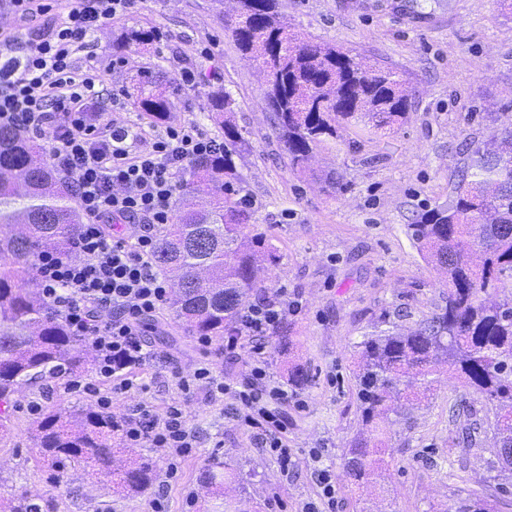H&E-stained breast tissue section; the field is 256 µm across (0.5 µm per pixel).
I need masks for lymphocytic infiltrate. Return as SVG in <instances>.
Listing matches in <instances>:
<instances>
[{
  "instance_id": "f902f5d3",
  "label": "lymphocytic infiltrate",
  "mask_w": 512,
  "mask_h": 512,
  "mask_svg": "<svg viewBox=\"0 0 512 512\" xmlns=\"http://www.w3.org/2000/svg\"><path fill=\"white\" fill-rule=\"evenodd\" d=\"M135 5L136 0H67L66 15L53 19L51 0H0V15L11 19L0 26V125L46 139L50 160L75 188L85 217L69 253L38 254L35 279L52 315L96 354L97 382L75 380L72 388L99 394L103 406L108 399L99 393L101 383H111L116 392L133 388V370L150 357L146 321L168 300V280L154 265L156 229L170 223L188 167L224 152L223 141L192 123L149 137L133 122L96 117L100 76H76L71 57L87 37ZM116 224L127 225V236H112L109 228ZM294 307L282 287L275 297L259 299L241 315L227 349L266 335ZM178 385L211 400H236L245 423L263 431L265 448L290 462L280 412L288 395L271 380L262 348H255L250 374L238 383L224 382L204 362L179 376ZM121 431L127 443L157 449L172 473L177 459L197 445L176 404L161 416L138 404Z\"/></svg>"
}]
</instances>
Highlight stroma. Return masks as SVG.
Here are the masks:
<instances>
[{
    "label": "stroma",
    "instance_id": "35a3bbf8",
    "mask_svg": "<svg viewBox=\"0 0 512 512\" xmlns=\"http://www.w3.org/2000/svg\"><path fill=\"white\" fill-rule=\"evenodd\" d=\"M233 0H138L74 56L76 70L103 68V119L131 120L155 133L135 96L144 74L155 76L170 97L169 120L192 122L223 138L206 90L230 91L233 121L244 139L237 162L239 187L253 201L246 234L264 233L279 259L263 272L269 289L284 285L295 308L279 327L235 351L222 339L202 347L186 335L168 309L155 313L168 341L150 339L153 354L138 371L149 384L155 412L182 402L198 446L165 480V462L155 449L128 447L114 436L117 457L153 469L155 479L136 495L119 478L92 468H46L32 435L37 416L59 409L98 410L94 398L70 392L71 373L22 388L0 406V512L29 496L41 512H151L164 493L167 512H209L214 498L203 472L215 460L237 479L225 493L238 512H300L317 500L319 471L336 488V512H449L457 498L487 491L492 433L481 395L454 372L441 373L408 416H391L383 479L355 484L344 457L363 426L356 396L358 345L373 326L408 328L442 303L444 276L429 264L407 234L422 208L447 206L469 160L471 143L491 139L512 123V9L503 0H279V11L298 37L356 49L397 68L406 79L410 111L391 133L362 135L341 129L337 143L318 148L308 170L293 168L264 102L260 68L243 56L224 26ZM155 28L162 42L115 49L128 29ZM210 57L199 55L202 46ZM123 57L116 69L112 58ZM202 71L201 88L187 92L179 73ZM126 92L113 101L112 92ZM261 345L273 381L288 392L281 412L292 454L289 467L262 448V432L240 420L232 400L203 394L184 397L177 377L210 362L226 382L250 371L252 348ZM301 365L311 382H291L288 368ZM462 461V477L449 461Z\"/></svg>",
    "mask_w": 512,
    "mask_h": 512
}]
</instances>
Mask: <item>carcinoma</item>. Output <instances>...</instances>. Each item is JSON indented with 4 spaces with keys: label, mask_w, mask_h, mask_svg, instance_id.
Wrapping results in <instances>:
<instances>
[{
    "label": "carcinoma",
    "mask_w": 512,
    "mask_h": 512,
    "mask_svg": "<svg viewBox=\"0 0 512 512\" xmlns=\"http://www.w3.org/2000/svg\"><path fill=\"white\" fill-rule=\"evenodd\" d=\"M230 29L243 54L266 76V100L294 167H307L313 150L338 129H393L406 120L405 80L395 69L353 50L296 37L282 23L277 0H237ZM160 33L132 30L116 46L155 42ZM137 103L154 121L167 118L171 102L162 91L145 92ZM211 111L225 114L224 155L194 165L209 185V208L183 203L159 235L155 262L177 282L169 308L191 336L224 338L236 331L241 311L264 285L259 266L276 259L266 237L240 235L247 221L240 189L229 178L244 139L231 116L236 101L217 89ZM38 145L0 125V403L38 379L75 372L95 361L83 340L52 316L44 300L26 288L35 256L65 254L82 224L73 186L55 171ZM424 257L445 274L448 292L439 312L406 333L374 330L360 343L357 400L363 435L348 449L344 469L357 485L384 474V437L389 415H401L426 396L446 367L494 410V446L512 448V126L470 153V163L446 208L425 209L407 225ZM112 415L59 411L36 423L35 438L52 469L86 464L112 472ZM498 489L512 481V456L489 462ZM125 490L139 493L153 482L152 469L132 463L119 473ZM232 479L214 462L204 484L218 496ZM454 512H491L474 493Z\"/></svg>",
    "instance_id": "cac0c4a2"
}]
</instances>
